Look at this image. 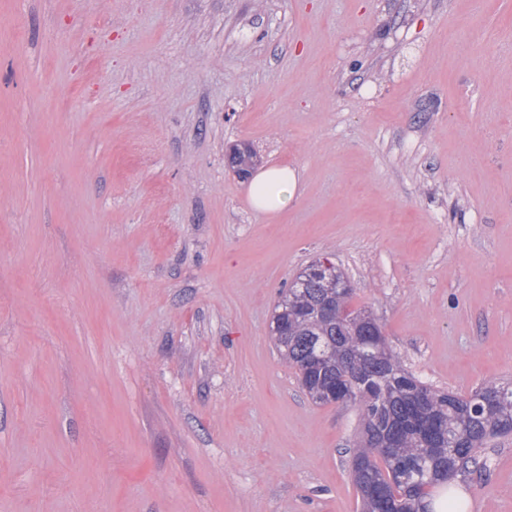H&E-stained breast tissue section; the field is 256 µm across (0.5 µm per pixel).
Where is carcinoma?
I'll return each instance as SVG.
<instances>
[{
	"label": "carcinoma",
	"mask_w": 512,
	"mask_h": 512,
	"mask_svg": "<svg viewBox=\"0 0 512 512\" xmlns=\"http://www.w3.org/2000/svg\"><path fill=\"white\" fill-rule=\"evenodd\" d=\"M312 262L280 294L272 317L275 346L315 403L336 402L338 387L360 410L361 444L350 456L361 512H428L431 489L477 464L487 441L512 434V384L493 378L467 395L437 390L405 368L381 328L363 319L336 324L319 314L350 307L352 285Z\"/></svg>",
	"instance_id": "1"
}]
</instances>
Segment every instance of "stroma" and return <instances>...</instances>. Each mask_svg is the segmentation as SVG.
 I'll return each mask as SVG.
<instances>
[{
    "label": "stroma",
    "mask_w": 512,
    "mask_h": 512,
    "mask_svg": "<svg viewBox=\"0 0 512 512\" xmlns=\"http://www.w3.org/2000/svg\"><path fill=\"white\" fill-rule=\"evenodd\" d=\"M318 259L420 380L512 381V0H0V512H358L270 338ZM296 189L294 171L288 167H263L248 187L252 208L261 214L272 215L288 207Z\"/></svg>",
    "instance_id": "1"
}]
</instances>
